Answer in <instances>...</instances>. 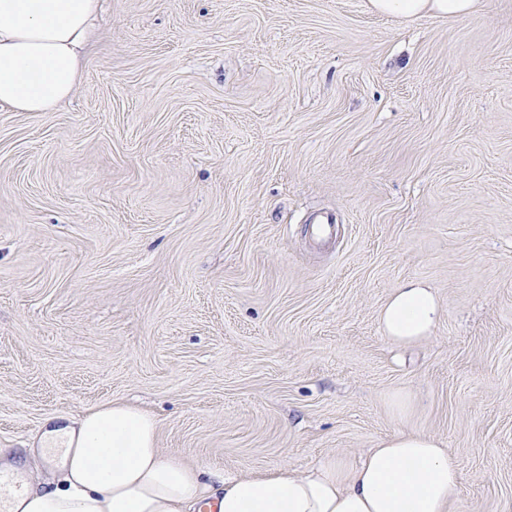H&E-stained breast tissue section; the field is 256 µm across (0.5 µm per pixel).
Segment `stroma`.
I'll return each instance as SVG.
<instances>
[{"label":"stroma","instance_id":"stroma-1","mask_svg":"<svg viewBox=\"0 0 512 512\" xmlns=\"http://www.w3.org/2000/svg\"><path fill=\"white\" fill-rule=\"evenodd\" d=\"M69 102L0 107V449L146 408L164 454L301 474L395 433L512 512V0H103ZM430 338L379 324L411 281ZM486 0H368L369 9L410 20L424 14L458 19L486 6ZM440 312L432 289L411 282L391 296L380 312L379 321L389 341L409 346L430 337Z\"/></svg>","mask_w":512,"mask_h":512}]
</instances>
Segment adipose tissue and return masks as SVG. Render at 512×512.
Here are the masks:
<instances>
[{
  "label": "adipose tissue",
  "mask_w": 512,
  "mask_h": 512,
  "mask_svg": "<svg viewBox=\"0 0 512 512\" xmlns=\"http://www.w3.org/2000/svg\"><path fill=\"white\" fill-rule=\"evenodd\" d=\"M486 0H368L403 20L458 19ZM100 0H0V105L52 112L72 94L96 39ZM441 307L431 288L411 282L380 312L387 339L409 346L429 337ZM42 455L57 459L50 488H5L0 512H191L220 484V512H450L459 464L441 439L399 432L358 463L322 457L304 474L210 472L165 455L146 410L113 402L79 421L46 430Z\"/></svg>",
  "instance_id": "obj_1"
}]
</instances>
